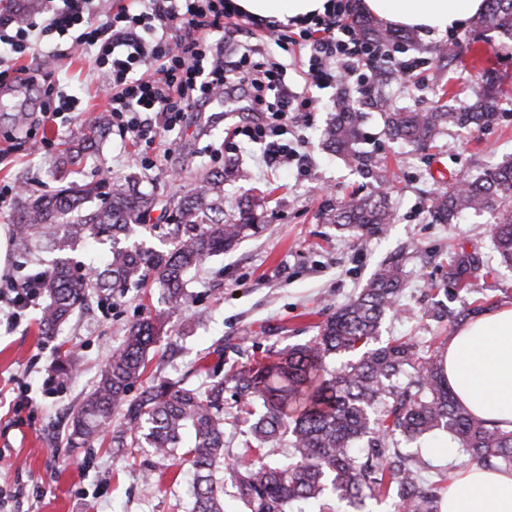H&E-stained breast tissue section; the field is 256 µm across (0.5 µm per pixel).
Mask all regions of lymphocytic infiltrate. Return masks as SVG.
<instances>
[{
    "mask_svg": "<svg viewBox=\"0 0 512 512\" xmlns=\"http://www.w3.org/2000/svg\"><path fill=\"white\" fill-rule=\"evenodd\" d=\"M48 23L17 20L0 13V54L14 60L31 54L39 62L59 58L56 41L96 52L97 79L110 102L112 125L121 135L148 143L179 126L186 113L208 111L215 96L244 102L256 118L248 127L251 142L262 145L267 167L294 160L298 151L285 142L295 113L308 111L309 89H324L354 78L359 69L387 68L381 49L364 43L345 22L350 0H329L323 14L299 22L297 36L307 51L304 91L291 89L284 63L272 61L260 46L241 55L227 46L243 26L234 21L227 0H131L99 15L95 0H43ZM218 32L215 40L199 29ZM182 31L174 39V31ZM38 275L0 284V327L12 332L41 297Z\"/></svg>",
    "mask_w": 512,
    "mask_h": 512,
    "instance_id": "obj_1",
    "label": "lymphocytic infiltrate"
}]
</instances>
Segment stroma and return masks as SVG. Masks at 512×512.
Here are the masks:
<instances>
[{
	"label": "stroma",
	"instance_id": "stroma-1",
	"mask_svg": "<svg viewBox=\"0 0 512 512\" xmlns=\"http://www.w3.org/2000/svg\"><path fill=\"white\" fill-rule=\"evenodd\" d=\"M454 42L467 49L465 65L448 66L437 58L438 49ZM60 47L64 57L48 79L64 77L83 114L75 120L63 112L44 125L25 123L16 116L21 97H0V147L8 142L14 146L0 162V190L22 182L29 193L49 196L69 181L110 183L134 176L139 189L156 200L149 223L165 225L172 198L191 191L199 171H220L234 162L250 177L225 183V214L233 213L244 194L266 199L265 231L192 273L190 326L182 328V316L171 317L167 335L153 351L152 363L163 375L197 385L206 379L199 365L222 374L250 365L267 350L310 340L318 323L389 261L402 266L400 302L412 315L386 318L381 341L407 336L437 345L456 330L452 315L460 308L512 306V269L500 262L494 248L490 215L471 213L458 223L438 224L430 214L441 182L472 178L488 166L512 160V40L470 21L442 37L415 35L413 44L391 50L393 62H420L413 85L394 79L383 87L389 102L403 110L430 111L442 96L449 105L465 108L482 91L488 67L503 91L497 123L474 131L448 129L427 151H414L386 136L363 86L349 82L340 89L314 90L312 111L301 113L290 126V138L301 142V161L266 167L262 146L241 142L234 134L249 125L251 113L226 111L219 98L210 111L186 114L171 135L178 149L159 158L156 170L149 172L140 165L148 147L113 129L80 164L64 170L52 166L53 156L107 110V98L95 81L94 52L71 48L66 40ZM341 91L366 114V149L385 159L393 174L385 190L395 220L383 234L363 240L320 218L328 201L377 188L322 145L321 131ZM460 246L481 264L482 274L470 293L447 289L448 261ZM164 309L159 289L143 299L132 290L111 298L102 309L93 302L85 305L50 339L39 332L37 307L16 331L0 333V486L25 485L26 512H188L193 486L187 468L167 466L146 450L117 455L106 446L68 442L71 412L120 345L126 325ZM63 355L72 375L56 394H44L42 383L55 374ZM20 381L35 397L33 406L15 408ZM151 466L160 470V477L146 478Z\"/></svg>",
	"mask_w": 512,
	"mask_h": 512
}]
</instances>
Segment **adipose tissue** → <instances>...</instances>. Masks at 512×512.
I'll return each mask as SVG.
<instances>
[{
	"instance_id": "obj_1",
	"label": "adipose tissue",
	"mask_w": 512,
	"mask_h": 512,
	"mask_svg": "<svg viewBox=\"0 0 512 512\" xmlns=\"http://www.w3.org/2000/svg\"><path fill=\"white\" fill-rule=\"evenodd\" d=\"M327 0H231L255 19L288 22L324 11ZM381 22L436 37L484 11L485 0H362ZM445 370L458 399L474 414L512 429V307L485 311L456 330ZM442 512H512V470L477 466L456 470Z\"/></svg>"
}]
</instances>
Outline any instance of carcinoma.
Wrapping results in <instances>:
<instances>
[{
	"instance_id": "1",
	"label": "carcinoma",
	"mask_w": 512,
	"mask_h": 512,
	"mask_svg": "<svg viewBox=\"0 0 512 512\" xmlns=\"http://www.w3.org/2000/svg\"><path fill=\"white\" fill-rule=\"evenodd\" d=\"M477 21L512 39V0H485ZM360 37L377 46L399 47L409 33L355 14ZM487 89L464 110L446 105L429 112L393 109L379 93L383 71L373 80L372 104L385 133L415 149L429 147L448 128H480L499 116L500 90L492 70ZM363 114L343 95L323 132L327 150L350 161L374 181H387V166L358 147ZM108 130L106 117L88 125L59 164H72ZM247 180L233 166L207 172L186 195L173 200V223L163 247L146 235L154 199L136 181L116 185L68 184L52 196L26 197L14 224L16 246L45 252L48 270L37 287L49 296L41 332L51 337L76 309L104 302L132 288H158L164 315L128 325L96 385L73 409L70 442L91 445L110 436L114 448H149L193 474L190 512H225L226 488L244 512H365L367 501L391 499L394 512H441L446 474L435 473L426 442L446 438L465 463L512 469V430L474 415L458 400L444 374L443 357L410 337L378 343L386 316L404 313L399 299L403 270L380 265L366 286L318 325L305 343L271 350L231 375L187 386L169 377H144L149 355L165 334L169 316L188 305L186 275L265 230L258 222L262 197L247 196L224 218V181ZM102 200L91 209L88 203ZM468 212L496 214L491 227L501 263L512 268V160L462 178L434 196L431 214L452 224ZM358 237L382 232L394 221L387 194L344 199L321 212ZM105 246L88 276L77 273L71 253L79 245ZM479 260L464 251L448 264V282L471 291ZM138 395L130 396L135 384ZM249 423L244 455L224 465L226 425Z\"/></svg>"
}]
</instances>
